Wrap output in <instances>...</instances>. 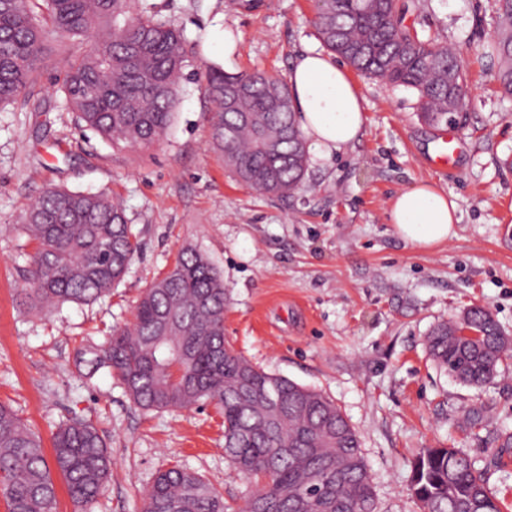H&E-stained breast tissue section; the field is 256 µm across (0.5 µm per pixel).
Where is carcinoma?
Masks as SVG:
<instances>
[{
    "label": "carcinoma",
    "mask_w": 512,
    "mask_h": 512,
    "mask_svg": "<svg viewBox=\"0 0 512 512\" xmlns=\"http://www.w3.org/2000/svg\"><path fill=\"white\" fill-rule=\"evenodd\" d=\"M138 0H0V106L26 109L34 72L50 36L70 61L56 79L67 108L102 138L148 149L166 133L179 102L186 61L179 29L138 10ZM489 55L512 95V0H498ZM397 0H316L324 47L362 75L414 88L420 118L440 127L460 114L466 76L451 46L403 24ZM204 94L214 105L213 140L224 163L249 188L290 197L308 162L288 87L263 72L210 68ZM20 229L34 244L23 270L20 303L43 311L88 304L125 275L139 242L125 209L107 193L45 190ZM228 292L217 269L185 249L165 277L140 297L131 324L88 350L89 372L109 369L144 410L208 401L224 415V454L261 480L246 512H376L359 436L323 393L265 372L224 338ZM426 338L433 362L459 383L481 387L512 351L493 312L467 309ZM72 501L92 502L107 483L112 457L93 425L79 418L53 434L51 457L41 437L0 404V496L8 512H54L52 471ZM423 512H501L485 473L458 448H427L412 469ZM142 512H225L224 498L197 472L175 465L147 490Z\"/></svg>",
    "instance_id": "1"
}]
</instances>
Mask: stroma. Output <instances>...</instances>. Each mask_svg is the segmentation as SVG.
Listing matches in <instances>:
<instances>
[{
  "mask_svg": "<svg viewBox=\"0 0 512 512\" xmlns=\"http://www.w3.org/2000/svg\"><path fill=\"white\" fill-rule=\"evenodd\" d=\"M404 23L452 46L467 75L465 109L453 123L455 162L432 161L440 130L419 118L415 89L361 74L366 124L344 152L310 149L302 189L290 198L240 183L212 140L207 68L287 79L308 49H322L314 0H141L177 25L185 80L167 136L136 151L78 127L53 87L67 59L50 39L34 74L39 110L0 108V402L43 442L78 417L103 436L112 475L76 507L57 479L55 512H141L156 474L186 466L242 512L257 486L224 456V416L210 402L144 411L107 369L88 374L80 346L103 343L133 318L137 300L183 249L205 255L230 301L224 336L264 371L321 391L356 429L379 512H422L411 462L425 448H460L486 468L512 512V464L490 462L512 430V357L480 389L459 384L429 358L431 327L471 305L488 306L512 334V96L487 53L497 0H404ZM230 31L225 56L216 32ZM430 182L452 194L457 235L421 252L397 236L386 209L397 192ZM105 191L122 202L141 248L123 280L89 305L28 311L16 298L31 251L18 229L47 188ZM481 409L479 427L464 415Z\"/></svg>",
  "mask_w": 512,
  "mask_h": 512,
  "instance_id": "obj_1",
  "label": "stroma"
}]
</instances>
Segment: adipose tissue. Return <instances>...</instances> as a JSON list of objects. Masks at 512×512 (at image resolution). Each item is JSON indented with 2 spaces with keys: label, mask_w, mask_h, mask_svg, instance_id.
Masks as SVG:
<instances>
[{
  "label": "adipose tissue",
  "mask_w": 512,
  "mask_h": 512,
  "mask_svg": "<svg viewBox=\"0 0 512 512\" xmlns=\"http://www.w3.org/2000/svg\"><path fill=\"white\" fill-rule=\"evenodd\" d=\"M288 84L300 126L317 148L329 155L359 139L366 122L364 99L344 66L309 50L296 59ZM387 216L396 234L420 250L448 243L456 235V201L428 183L395 194Z\"/></svg>",
  "instance_id": "adipose-tissue-1"
}]
</instances>
